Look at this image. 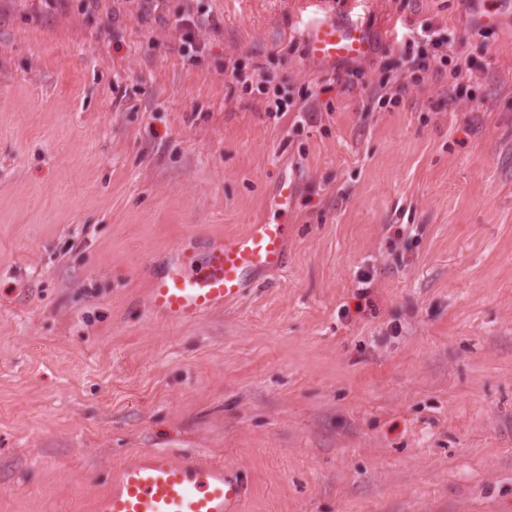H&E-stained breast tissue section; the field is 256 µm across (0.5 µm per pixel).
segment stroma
I'll list each match as a JSON object with an SVG mask.
<instances>
[{
    "instance_id": "35a3bbf8",
    "label": "stroma",
    "mask_w": 512,
    "mask_h": 512,
    "mask_svg": "<svg viewBox=\"0 0 512 512\" xmlns=\"http://www.w3.org/2000/svg\"><path fill=\"white\" fill-rule=\"evenodd\" d=\"M323 8L366 25L363 82L307 59L297 0H0V512H94L149 451L243 472L239 512H512V11ZM426 23L475 63L458 93L400 67ZM277 220L281 270L149 309L177 248Z\"/></svg>"
}]
</instances>
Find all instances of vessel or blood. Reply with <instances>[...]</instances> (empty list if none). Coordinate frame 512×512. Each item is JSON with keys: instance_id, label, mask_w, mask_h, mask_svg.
Returning a JSON list of instances; mask_svg holds the SVG:
<instances>
[{"instance_id": "b4317fda", "label": "vessel or blood", "mask_w": 512, "mask_h": 512, "mask_svg": "<svg viewBox=\"0 0 512 512\" xmlns=\"http://www.w3.org/2000/svg\"><path fill=\"white\" fill-rule=\"evenodd\" d=\"M321 2H299L307 57L327 66L370 57L365 27L324 15ZM287 236V224L258 222L244 234L213 240L202 254L179 248L148 290L150 309L174 323L200 319L237 299L255 275L282 267ZM246 490L239 471L223 464L177 462L153 451L122 467L97 512H238Z\"/></svg>"}]
</instances>
